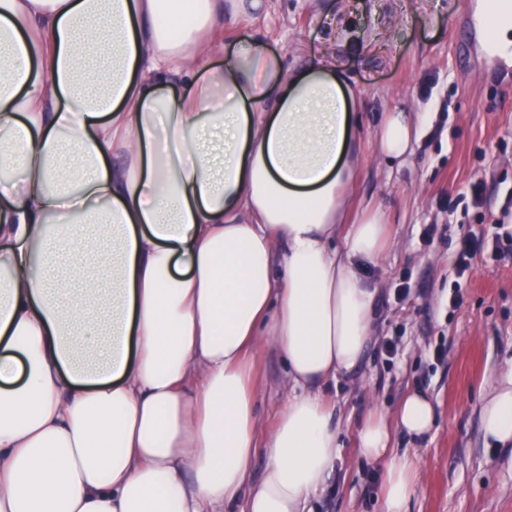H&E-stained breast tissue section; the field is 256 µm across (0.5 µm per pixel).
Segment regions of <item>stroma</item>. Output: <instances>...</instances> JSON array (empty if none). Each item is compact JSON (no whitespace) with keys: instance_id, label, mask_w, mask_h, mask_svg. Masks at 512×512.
<instances>
[{"instance_id":"stroma-1","label":"stroma","mask_w":512,"mask_h":512,"mask_svg":"<svg viewBox=\"0 0 512 512\" xmlns=\"http://www.w3.org/2000/svg\"><path fill=\"white\" fill-rule=\"evenodd\" d=\"M474 0H264L252 20L224 24L215 38L252 35L294 70L339 44L338 61L359 91L362 166L350 188L351 223L365 214L383 224L389 245L366 278L377 286L372 340L359 364L324 383L336 413L339 450L309 512H383L382 463L358 452L364 418L393 417L417 391L434 403L431 432L414 438L391 428L390 445L417 454L422 467L409 512H512L506 449L481 432L486 390L512 369V260L477 256L463 303L448 299L460 238L477 231L448 202L471 182L487 208L512 195V65L484 71L469 47ZM419 115L405 164L382 159L372 133L386 113ZM409 293L397 300L396 290ZM399 337L396 355L383 348ZM285 366L276 350L258 360L257 409L269 429L284 408Z\"/></svg>"}]
</instances>
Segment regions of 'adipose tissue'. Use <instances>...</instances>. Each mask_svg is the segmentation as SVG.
Listing matches in <instances>:
<instances>
[{
	"label": "adipose tissue",
	"instance_id": "1",
	"mask_svg": "<svg viewBox=\"0 0 512 512\" xmlns=\"http://www.w3.org/2000/svg\"><path fill=\"white\" fill-rule=\"evenodd\" d=\"M248 10L0 0V512H305L334 468L319 387L370 343L363 270L387 237L347 223L361 136L335 58L290 71L255 38L206 43ZM412 132L390 113L380 155L404 160ZM270 347L289 394L266 433ZM395 420L421 437L435 410L413 392ZM481 430L512 446V369ZM359 450L406 512L419 457L376 414Z\"/></svg>",
	"mask_w": 512,
	"mask_h": 512
}]
</instances>
